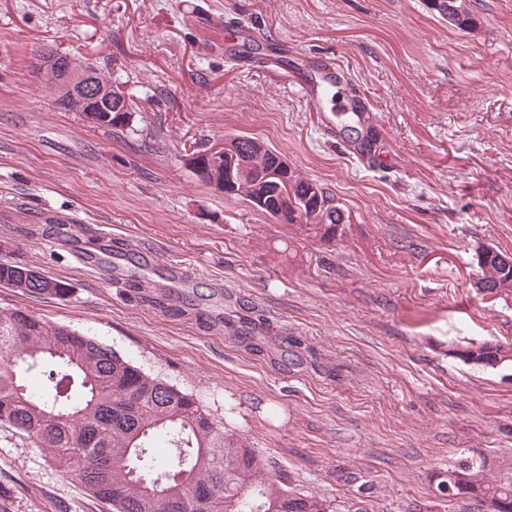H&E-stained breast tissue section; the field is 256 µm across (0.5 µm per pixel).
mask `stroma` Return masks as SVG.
<instances>
[{"instance_id":"1","label":"stroma","mask_w":512,"mask_h":512,"mask_svg":"<svg viewBox=\"0 0 512 512\" xmlns=\"http://www.w3.org/2000/svg\"><path fill=\"white\" fill-rule=\"evenodd\" d=\"M464 4L476 32L426 0H0V261L71 286H0V310L194 395L333 512H483L436 485L465 457L512 472V363L451 354L512 342V295L473 286L479 251L512 254V0ZM262 37L314 75L342 62L334 98L239 69ZM42 49L117 75L144 102L134 130L57 108ZM352 89L371 102L368 159L326 115ZM233 136L319 184L335 237L200 181L186 156ZM0 512L112 509L0 425Z\"/></svg>"}]
</instances>
